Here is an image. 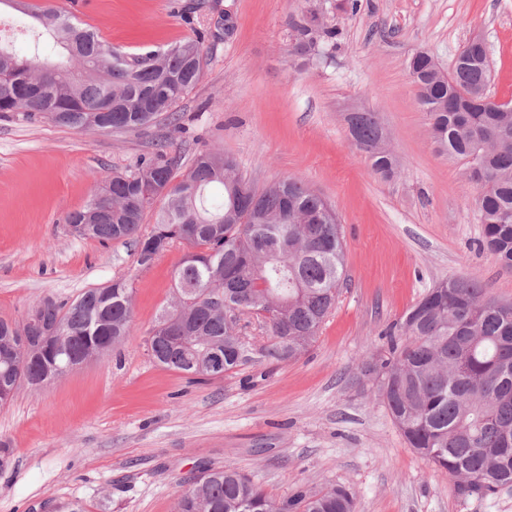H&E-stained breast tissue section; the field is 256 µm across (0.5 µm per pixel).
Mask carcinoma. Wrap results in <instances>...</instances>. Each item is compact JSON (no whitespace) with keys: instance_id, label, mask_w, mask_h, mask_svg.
<instances>
[{"instance_id":"1","label":"carcinoma","mask_w":512,"mask_h":512,"mask_svg":"<svg viewBox=\"0 0 512 512\" xmlns=\"http://www.w3.org/2000/svg\"><path fill=\"white\" fill-rule=\"evenodd\" d=\"M41 28L28 53L0 42V112L48 118L77 131L136 130L164 117L200 82L203 39L163 50L122 54L74 18L0 0ZM335 26L292 27L289 53L306 65L338 45ZM487 49L464 47L441 83L418 89L420 109L438 132L440 151L464 161L486 247L512 267V101L468 112H441L488 90ZM350 129L383 176L395 165L377 152L374 112H357ZM180 156L161 148L126 172L95 185L70 231L102 243L130 240L147 267L179 245L173 301L145 340L154 362L210 378L205 354L224 355V371L248 360L245 329L267 337V355L291 360L316 342L345 281L344 239L336 213L297 178L261 190L215 147L200 152L179 181ZM162 202L149 233L146 212ZM20 324L0 320V406L22 382L46 385L101 357L129 335L132 288L123 278L91 288L72 303L45 299ZM390 357L374 368L386 408L405 442L455 479L463 498L512 488V304L489 297L475 280L448 278L429 289L388 331ZM178 512H356V495L329 485L282 500L238 470L201 468Z\"/></svg>"}]
</instances>
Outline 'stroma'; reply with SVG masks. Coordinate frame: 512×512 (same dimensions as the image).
<instances>
[{"instance_id":"obj_1","label":"stroma","mask_w":512,"mask_h":512,"mask_svg":"<svg viewBox=\"0 0 512 512\" xmlns=\"http://www.w3.org/2000/svg\"><path fill=\"white\" fill-rule=\"evenodd\" d=\"M56 8L126 53L204 34L203 76L179 104L178 125L78 132L49 120L0 116V318L34 303L70 302L117 278L133 287L132 331L101 361L32 388L0 407V512H175L200 467L237 468L274 499L336 483L359 512H512V490L458 496L455 481L408 448L371 368L388 329L439 282L477 280L512 302V268L480 249L478 187L462 161L439 153L417 104L407 59L424 50L443 70L470 38L484 39L490 94L512 100V0H28ZM323 6L342 37L330 58L298 69L288 53L293 18ZM233 16L225 33L224 16ZM377 113L397 159L376 175L347 117ZM167 143L188 168L221 146L256 188L297 177L335 210L345 282L317 341L277 360L255 339L251 359L224 378L189 381L149 356L145 338L172 298L173 247L150 266L136 247L74 236L68 215L95 181Z\"/></svg>"}]
</instances>
